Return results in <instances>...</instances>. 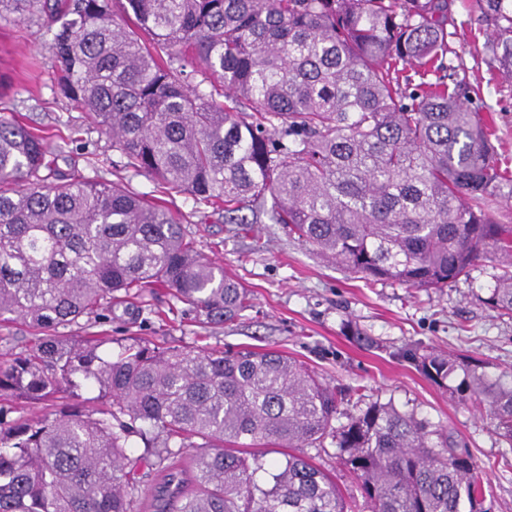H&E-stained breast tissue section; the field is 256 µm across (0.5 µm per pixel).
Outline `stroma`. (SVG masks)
Returning a JSON list of instances; mask_svg holds the SVG:
<instances>
[{"label":"stroma","instance_id":"1","mask_svg":"<svg viewBox=\"0 0 512 512\" xmlns=\"http://www.w3.org/2000/svg\"><path fill=\"white\" fill-rule=\"evenodd\" d=\"M451 10L456 28L446 62H463L466 80L481 86L487 117L499 136L500 164L512 171V82L502 81L484 50L492 27L474 0H452ZM56 76L46 21L0 20V113L42 130L64 173L99 175L153 193L148 178L125 169L111 138L89 128L84 112L59 94ZM167 206L202 256L250 290V307L235 321L202 324L160 288L116 301L105 316L80 318L67 335L111 336L102 348L106 354L119 353L133 337L162 346L284 352L330 385L362 388L364 402L390 400L455 430L484 471L487 506L492 512H512V446L495 433L487 405L460 401L393 357L398 348L420 343L481 360L492 375L512 371V318L487 303L497 272L495 256L480 260L469 276L445 288L368 283L290 236L283 225L228 224L223 212L210 207L193 212L191 201L181 196ZM356 329L374 338L377 348L358 345L351 337ZM35 336L22 322H0V366L31 353Z\"/></svg>","mask_w":512,"mask_h":512}]
</instances>
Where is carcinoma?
<instances>
[{
	"instance_id": "carcinoma-1",
	"label": "carcinoma",
	"mask_w": 512,
	"mask_h": 512,
	"mask_svg": "<svg viewBox=\"0 0 512 512\" xmlns=\"http://www.w3.org/2000/svg\"><path fill=\"white\" fill-rule=\"evenodd\" d=\"M485 50L512 78V0H477ZM45 18L57 86L125 167L156 191L261 216L369 281L444 288L499 251L488 304L512 317V229L481 206L512 182L479 90L445 63L448 0H0V19ZM201 76L193 84L184 64ZM46 136L0 114V321L40 334L0 367V394L37 402L98 389L102 416L14 418L0 405V512H349L307 449L339 448L368 512H488L466 442L414 411L350 395L276 351L213 352L61 329L112 294L163 286L214 324L249 307L171 213L103 178L68 176ZM491 409L512 444V373L415 345L393 352ZM144 452L128 455L132 438ZM280 448L268 460L260 449Z\"/></svg>"
}]
</instances>
